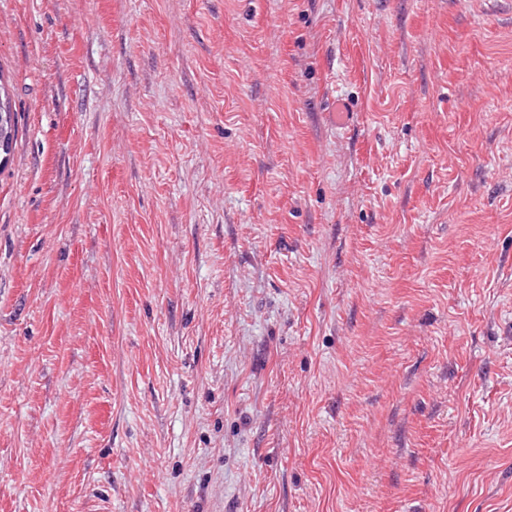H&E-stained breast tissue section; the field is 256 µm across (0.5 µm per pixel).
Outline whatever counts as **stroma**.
Returning a JSON list of instances; mask_svg holds the SVG:
<instances>
[{
    "mask_svg": "<svg viewBox=\"0 0 512 512\" xmlns=\"http://www.w3.org/2000/svg\"><path fill=\"white\" fill-rule=\"evenodd\" d=\"M0 512H512V5L0 0ZM4 94V99H3ZM16 133L15 113L0 84V152L8 155Z\"/></svg>",
    "mask_w": 512,
    "mask_h": 512,
    "instance_id": "1",
    "label": "stroma"
}]
</instances>
